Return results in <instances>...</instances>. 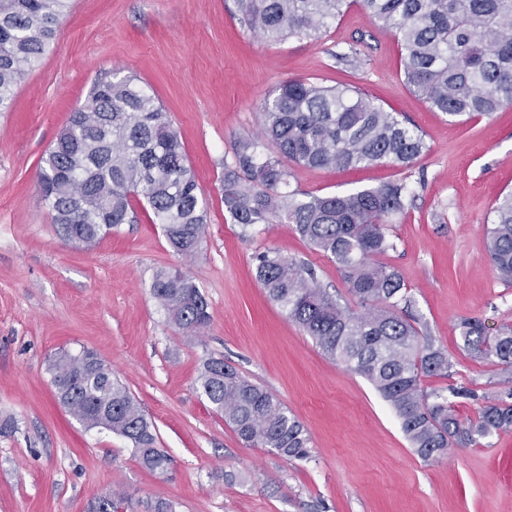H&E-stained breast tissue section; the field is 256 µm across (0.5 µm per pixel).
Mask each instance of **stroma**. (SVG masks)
I'll return each instance as SVG.
<instances>
[{"label": "stroma", "mask_w": 512, "mask_h": 512, "mask_svg": "<svg viewBox=\"0 0 512 512\" xmlns=\"http://www.w3.org/2000/svg\"><path fill=\"white\" fill-rule=\"evenodd\" d=\"M393 34L351 7L317 38L265 41L241 25L234 0H78L40 64L0 112V512H89L117 494L124 512H512V430L422 459L388 403L363 376L327 359L273 305L256 257L273 249L306 263L341 304H353L335 264L291 224L242 228L224 210L222 176L235 144L261 135V107L287 80L362 89L422 131L409 166L347 170L291 165V188L334 195L402 183L407 208L382 263L402 276L408 313L448 353L449 377L429 389L503 391L499 366L464 346L462 319L488 335L512 329V284L486 252L492 208L512 191V105L458 121L411 92ZM135 76L184 145L208 207L191 259L177 255L144 207L133 223L85 246L59 237L42 200V160L95 81ZM189 274L211 321L174 326L151 295L156 270ZM95 351L140 403L170 465L140 464L129 441L89 429L59 404L49 363ZM224 359L273 393L303 424L309 455L289 462L243 443L197 383L204 359Z\"/></svg>", "instance_id": "stroma-1"}]
</instances>
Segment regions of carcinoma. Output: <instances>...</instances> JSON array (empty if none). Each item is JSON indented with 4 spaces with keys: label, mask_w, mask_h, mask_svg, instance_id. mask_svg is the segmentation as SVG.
Segmentation results:
<instances>
[{
    "label": "carcinoma",
    "mask_w": 512,
    "mask_h": 512,
    "mask_svg": "<svg viewBox=\"0 0 512 512\" xmlns=\"http://www.w3.org/2000/svg\"><path fill=\"white\" fill-rule=\"evenodd\" d=\"M389 28L402 50L405 84L432 109L453 119L489 116L512 103V0H355ZM70 0H0V112L15 87L52 43ZM348 0H235L240 23L270 42L312 39L344 14ZM259 139H241L224 165L222 201L233 223L293 224L343 275L358 309L341 305L303 264L274 250L257 255L256 276L269 300L313 338L330 359L366 377L390 405L415 451L443 456L452 444L473 446L512 428V330L493 338L475 319L460 323L464 346L505 373V395L484 401L461 422L454 403L423 386L449 376L447 352L423 341L402 316L405 284L392 267L374 261L387 252V224L406 208V187L384 184L341 195L290 189L288 161L315 169L391 162L408 166L426 148L415 126L387 112L354 86L305 80L279 84L264 102ZM39 186L62 237L92 244L132 223L135 205L177 254L195 256L205 238L206 201L177 131L154 95L133 76L96 81L88 106L69 116L43 159ZM487 255L498 277L512 283V192L499 198L487 232ZM151 293L169 321L186 333L210 323L196 283L161 268ZM81 355L51 361L57 397L88 428L129 440L140 463L163 473L168 456L137 401L106 367L91 375ZM202 395L250 446L288 460L308 456L301 422L265 388L220 358L203 361Z\"/></svg>",
    "instance_id": "cac0c4a2"
}]
</instances>
